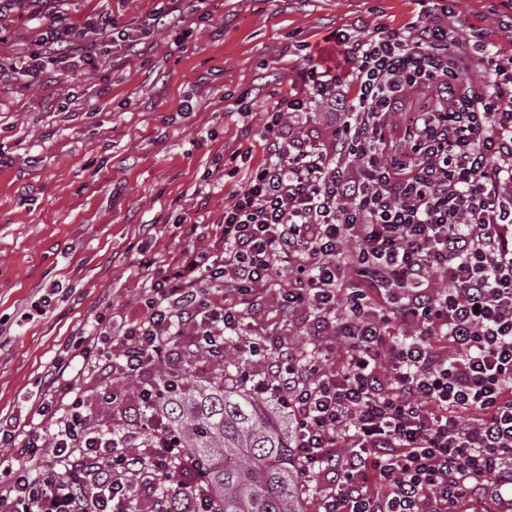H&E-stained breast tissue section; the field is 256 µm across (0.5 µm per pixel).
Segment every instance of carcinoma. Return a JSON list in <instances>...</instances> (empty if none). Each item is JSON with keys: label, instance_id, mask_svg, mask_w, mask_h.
<instances>
[{"label": "carcinoma", "instance_id": "carcinoma-1", "mask_svg": "<svg viewBox=\"0 0 512 512\" xmlns=\"http://www.w3.org/2000/svg\"><path fill=\"white\" fill-rule=\"evenodd\" d=\"M158 370L167 395L156 407L182 447L203 463L215 512H303L311 491L294 457L296 433L288 414L249 391L230 369L189 389Z\"/></svg>", "mask_w": 512, "mask_h": 512}]
</instances>
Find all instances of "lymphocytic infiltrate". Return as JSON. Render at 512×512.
Wrapping results in <instances>:
<instances>
[{"mask_svg":"<svg viewBox=\"0 0 512 512\" xmlns=\"http://www.w3.org/2000/svg\"><path fill=\"white\" fill-rule=\"evenodd\" d=\"M454 15L453 0H430L404 26L337 33L348 71L306 60L304 94L277 102L266 160L209 249L185 242L142 316L78 339L87 366L142 379L145 407L156 388L144 376L174 337H190L182 359L220 364L263 294L287 321L307 316L313 353L275 335L247 352L268 369L251 391L295 421L305 477L333 476L321 512H468L512 496V167L495 164L512 154V72L488 33L460 41ZM475 50L484 76L462 80ZM64 56L95 63L57 21L0 80L55 72ZM429 91L436 111L407 108ZM317 107L332 116L325 133L297 132L293 118ZM68 367L46 374L42 426L0 416L13 459L0 512H132L139 498L170 512L147 473L185 449L154 416L138 452L92 426Z\"/></svg>","mask_w":512,"mask_h":512,"instance_id":"lymphocytic-infiltrate-1","label":"lymphocytic infiltrate"}]
</instances>
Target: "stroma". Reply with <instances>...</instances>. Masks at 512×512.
Returning a JSON list of instances; mask_svg holds the SVG:
<instances>
[{
	"label": "stroma",
	"mask_w": 512,
	"mask_h": 512,
	"mask_svg": "<svg viewBox=\"0 0 512 512\" xmlns=\"http://www.w3.org/2000/svg\"><path fill=\"white\" fill-rule=\"evenodd\" d=\"M161 0H54L75 29L109 14L138 30ZM183 29H156L138 51L97 36V68L0 82V414L31 420V398L63 345L100 316L141 309L138 301L180 257L189 215L209 247L234 190L266 158L261 130L277 101L301 93L305 57L338 72L347 63L331 35L356 37L403 26L416 0H176ZM461 35L491 33L503 59L512 34L497 29L500 0H459ZM50 22L28 10L0 18V63L28 55ZM154 255L141 269V252ZM282 332L307 351L302 326H284L263 303L246 335L224 347L232 365L248 340ZM69 372L92 423L134 431V399L115 406L103 387L123 388L110 372Z\"/></svg>",
	"instance_id": "35a3bbf8"
}]
</instances>
